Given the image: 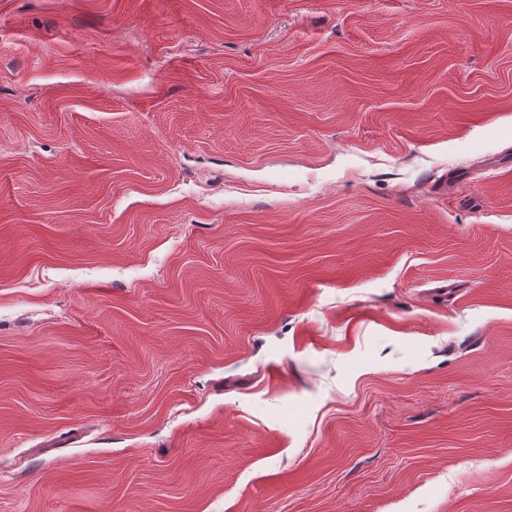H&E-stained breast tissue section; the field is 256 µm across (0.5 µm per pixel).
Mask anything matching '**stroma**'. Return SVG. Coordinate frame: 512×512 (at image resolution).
I'll use <instances>...</instances> for the list:
<instances>
[{
	"label": "stroma",
	"mask_w": 512,
	"mask_h": 512,
	"mask_svg": "<svg viewBox=\"0 0 512 512\" xmlns=\"http://www.w3.org/2000/svg\"><path fill=\"white\" fill-rule=\"evenodd\" d=\"M0 512H512V0H0Z\"/></svg>",
	"instance_id": "1"
}]
</instances>
